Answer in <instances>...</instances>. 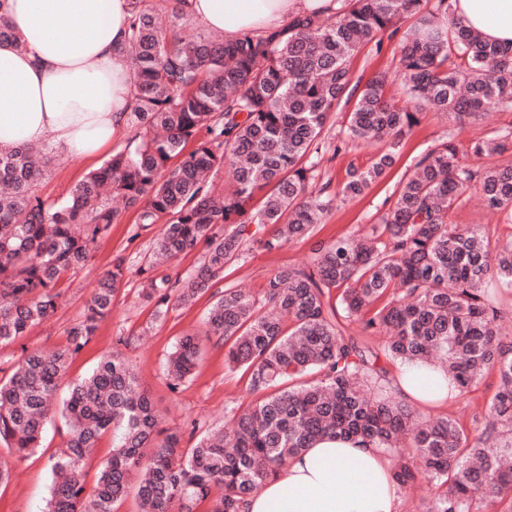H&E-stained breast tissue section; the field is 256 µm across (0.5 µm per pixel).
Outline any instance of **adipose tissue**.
Segmentation results:
<instances>
[{
    "label": "adipose tissue",
    "instance_id": "obj_1",
    "mask_svg": "<svg viewBox=\"0 0 512 512\" xmlns=\"http://www.w3.org/2000/svg\"><path fill=\"white\" fill-rule=\"evenodd\" d=\"M336 0H185L197 23L264 35ZM454 18L485 40L512 45V0H449ZM127 0H8L18 43H0V149L35 143L98 157L129 131L132 77ZM443 370L401 365L392 387L407 403L446 398ZM400 496L381 449L323 439L290 459L247 501L245 512H399Z\"/></svg>",
    "mask_w": 512,
    "mask_h": 512
}]
</instances>
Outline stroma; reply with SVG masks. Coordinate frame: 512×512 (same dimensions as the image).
Listing matches in <instances>:
<instances>
[{"instance_id":"stroma-1","label":"stroma","mask_w":512,"mask_h":512,"mask_svg":"<svg viewBox=\"0 0 512 512\" xmlns=\"http://www.w3.org/2000/svg\"><path fill=\"white\" fill-rule=\"evenodd\" d=\"M400 43L398 35L363 45L353 56L351 69L354 79L364 83L378 73H390L392 79L386 96L392 104L405 107L410 98L405 84L396 76ZM348 117V111L336 112L325 128L326 153L315 170L316 183L339 186L346 180L349 169L367 168L388 149L384 142L351 141L347 136ZM509 128H512L510 109L465 122L442 112L427 113L420 124L400 139L397 164L361 196L336 201L309 237L272 249L248 244L238 262L226 269L223 279L215 284V291L240 288L261 297L271 274L309 263L317 242L327 243L363 233L380 223L396 200L401 179L438 144L450 139L464 152L472 142L496 137ZM103 162L100 156L86 160L65 152L54 153L49 172L36 191L45 200H64ZM449 221L485 226L495 239L512 237V222L501 214L484 210L475 198L457 204L449 214ZM159 233L156 225L141 229L135 209L121 210L117 221L94 245L85 265L60 281L55 314L32 326L22 339L0 347V368H9L23 353L35 349L49 352L66 345L68 331L80 319L99 279L111 268L114 258L124 257L125 279L112 301V311L100 322L88 345L71 359L67 380L60 383L56 397L64 399L69 382L88 375L103 355L120 350L136 375L140 391L154 401L159 428L180 431L185 445L189 446L212 429L228 424L234 407L253 402L256 396L248 391L240 372L225 367L223 346L211 340L204 343L203 356L194 375L178 389H170L166 376L168 357L181 336L204 334L212 298L207 295L186 305L173 306L163 316H155L153 306L142 298L144 277L140 269L153 251ZM122 336L127 339L123 345L118 342ZM495 387L494 377H487L453 405H441L436 412L456 418L468 434L479 435L481 425L474 417L485 409ZM66 431L64 420L53 418L39 448L20 461L6 444L0 443V461L7 462L12 470L9 482L0 485V512H47L53 480L50 459L62 448Z\"/></svg>"}]
</instances>
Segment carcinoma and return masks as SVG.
Segmentation results:
<instances>
[{
	"label": "carcinoma",
	"instance_id": "obj_1",
	"mask_svg": "<svg viewBox=\"0 0 512 512\" xmlns=\"http://www.w3.org/2000/svg\"><path fill=\"white\" fill-rule=\"evenodd\" d=\"M184 0H129L126 51L134 86L129 147L112 155L61 202L35 187L50 156L31 146L0 149V346L27 335L57 309V283L81 267L119 215L112 200L137 208V223L162 225L154 265L198 248L203 259L184 281L151 277L143 297L154 314L203 296L240 255L254 225L272 227L265 245L309 236L337 196L355 198L395 163V146L422 111L476 120L512 109V46L448 24V0H343L329 20L298 17L288 33L244 32L231 42L193 27ZM167 13L181 32L160 27ZM407 17L399 75L412 106L385 98V74L353 81L351 55ZM354 103L348 137L392 139L371 167L354 169L336 194L312 187L332 114ZM206 138H198L200 131ZM194 143L185 152L188 143ZM480 158L512 155V129L473 142ZM229 167L230 188L210 176ZM475 193L485 209L512 221V165L474 167L448 140L403 180L394 207L360 238L320 246L310 265L275 272L262 299L227 288L210 307L205 332L227 346L225 364L263 400L238 410L231 425L193 446L160 436L152 401L138 392L118 352L69 385L62 416L67 451L51 464L49 512H114L137 487L141 512H244L263 482L319 439H360L397 455L393 478L436 493L424 512H512V335L499 298L512 288V238L491 242L478 225L459 228L448 213ZM118 256L99 280L67 344L33 350L0 379V442L17 459L39 447L69 360L94 336L124 280ZM339 290L340 307L330 304ZM389 338L374 349L345 334L341 319ZM199 336L178 341L167 361L170 387L194 373ZM444 369L465 394L492 375L483 437L469 441L452 418L422 416L384 390L389 366ZM112 456L95 492L84 495L83 465L106 432Z\"/></svg>",
	"mask_w": 512,
	"mask_h": 512
}]
</instances>
